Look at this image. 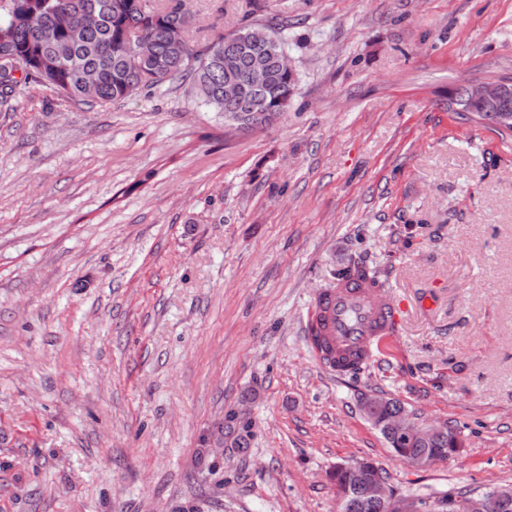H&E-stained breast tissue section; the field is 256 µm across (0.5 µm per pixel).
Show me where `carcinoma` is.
<instances>
[{
  "label": "carcinoma",
  "instance_id": "cac0c4a2",
  "mask_svg": "<svg viewBox=\"0 0 512 512\" xmlns=\"http://www.w3.org/2000/svg\"><path fill=\"white\" fill-rule=\"evenodd\" d=\"M93 11L99 23L89 27L82 23L83 14ZM189 23L182 2L174 6L155 7L140 0H0V50L25 60L30 69L21 79L7 78L0 71V100L7 101L19 81L40 82L68 98L99 104L126 100L144 88L161 85L179 76L191 79V92L209 109L246 132L264 129L282 117L291 107L298 91V75L279 64L282 47L288 37L272 32L273 40L250 52L240 50L238 39L251 27L247 23L239 31L220 34L204 48L192 43L184 32L181 54L172 49L170 27L175 22ZM139 30L148 41L151 54L165 64L157 79L145 83L136 65L130 36ZM263 57L271 78L263 90H253L245 97H224V81L229 76L243 78L254 65V57ZM96 75V83L85 89L79 84L82 73ZM450 111L463 121H487L503 135L512 133V111L495 109L484 113L469 112L465 85L448 89ZM361 409L373 414L371 425L379 430L394 453L414 462H442L461 448L455 428L448 426L440 433L411 440H396L388 433V425L401 412L404 404L392 397H382L372 407ZM219 431L233 437L235 447L245 444L249 430L237 426L226 416ZM339 498V512H386L384 505L361 493L362 485L387 479L384 469L369 460L351 468L339 464L332 471Z\"/></svg>",
  "mask_w": 512,
  "mask_h": 512
}]
</instances>
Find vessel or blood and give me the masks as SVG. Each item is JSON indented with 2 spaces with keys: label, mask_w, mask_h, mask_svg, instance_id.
I'll return each mask as SVG.
<instances>
[{
  "label": "vessel or blood",
  "mask_w": 512,
  "mask_h": 512,
  "mask_svg": "<svg viewBox=\"0 0 512 512\" xmlns=\"http://www.w3.org/2000/svg\"><path fill=\"white\" fill-rule=\"evenodd\" d=\"M383 291V282L361 266L346 280L316 295L307 314L306 332L317 360L344 373L373 358L399 323L398 307Z\"/></svg>",
  "instance_id": "vessel-or-blood-1"
}]
</instances>
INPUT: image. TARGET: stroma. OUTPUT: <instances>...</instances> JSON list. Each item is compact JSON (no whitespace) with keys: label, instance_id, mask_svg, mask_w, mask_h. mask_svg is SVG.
Listing matches in <instances>:
<instances>
[{"label":"stroma","instance_id":"obj_1","mask_svg":"<svg viewBox=\"0 0 512 512\" xmlns=\"http://www.w3.org/2000/svg\"><path fill=\"white\" fill-rule=\"evenodd\" d=\"M204 47L288 31L293 108L243 133L164 83L0 105V512H338L371 459L401 491L512 486V137L448 110L512 76V0H185ZM400 307L360 373L307 312L356 260ZM445 421L418 466L364 394ZM245 413L244 448L208 445Z\"/></svg>","mask_w":512,"mask_h":512}]
</instances>
